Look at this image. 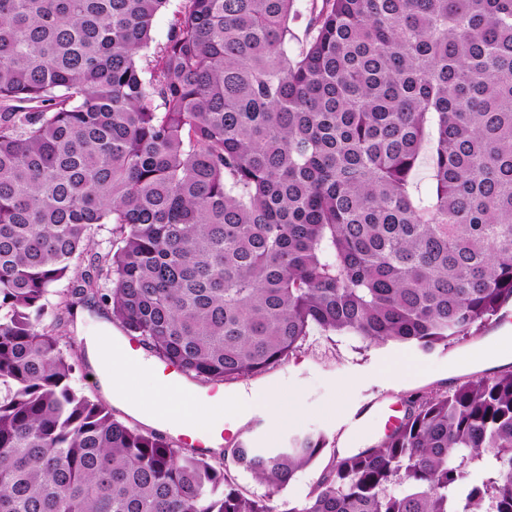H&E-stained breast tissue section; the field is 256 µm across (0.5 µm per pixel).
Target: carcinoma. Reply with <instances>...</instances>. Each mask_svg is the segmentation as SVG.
I'll list each match as a JSON object with an SVG mask.
<instances>
[{
    "instance_id": "obj_1",
    "label": "carcinoma",
    "mask_w": 512,
    "mask_h": 512,
    "mask_svg": "<svg viewBox=\"0 0 512 512\" xmlns=\"http://www.w3.org/2000/svg\"><path fill=\"white\" fill-rule=\"evenodd\" d=\"M0 0V512H278L71 385L81 305L208 383L313 329L424 351L512 303V0ZM427 197L414 194L422 162ZM73 286L55 305L48 296ZM286 512H512V370L409 402ZM180 3V0H170L167 6L156 14L152 28L153 43L151 44V51L158 44L165 42L169 25Z\"/></svg>"
}]
</instances>
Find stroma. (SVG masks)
Returning a JSON list of instances; mask_svg holds the SVG:
<instances>
[{"instance_id":"35a3bbf8","label":"stroma","mask_w":512,"mask_h":512,"mask_svg":"<svg viewBox=\"0 0 512 512\" xmlns=\"http://www.w3.org/2000/svg\"><path fill=\"white\" fill-rule=\"evenodd\" d=\"M91 325V320L86 319L79 325L67 322L61 326L67 351L78 358L72 385L98 400L119 420L140 425L139 417L116 406L102 389L87 357L86 339L80 334L81 328ZM500 336L507 337V344L497 345ZM493 348L499 350L501 358L496 363H486L484 355ZM388 364L401 365L400 374L384 378L381 370ZM507 369H512V313L500 320H489L463 339L429 352L400 343L368 346L350 336L315 330L288 360L263 374L224 383V396L228 399L244 391L276 387L284 396L296 398L301 416L277 428L257 407L251 408L244 419L225 413L224 426L232 430L233 437L224 446L233 448L241 440L255 448H284L298 435L325 436L327 446L320 456L275 496V506L284 512L285 508L305 503L334 456L370 447L384 437L383 405H401L419 396L442 394L470 379L490 377Z\"/></svg>"}]
</instances>
